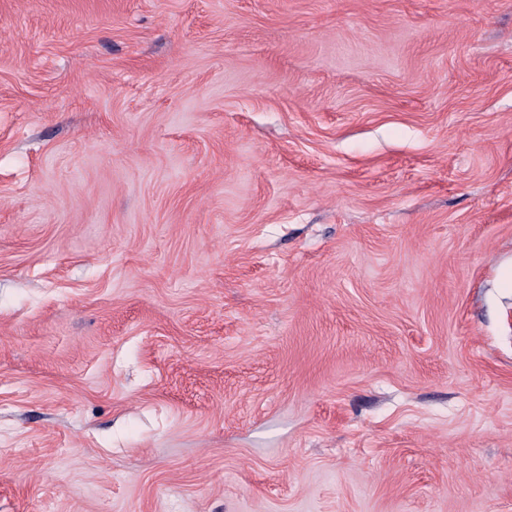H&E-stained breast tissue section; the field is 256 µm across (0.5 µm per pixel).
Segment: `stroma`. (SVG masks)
<instances>
[{"mask_svg":"<svg viewBox=\"0 0 512 512\" xmlns=\"http://www.w3.org/2000/svg\"><path fill=\"white\" fill-rule=\"evenodd\" d=\"M0 512H512V0H0Z\"/></svg>","mask_w":512,"mask_h":512,"instance_id":"obj_1","label":"stroma"}]
</instances>
